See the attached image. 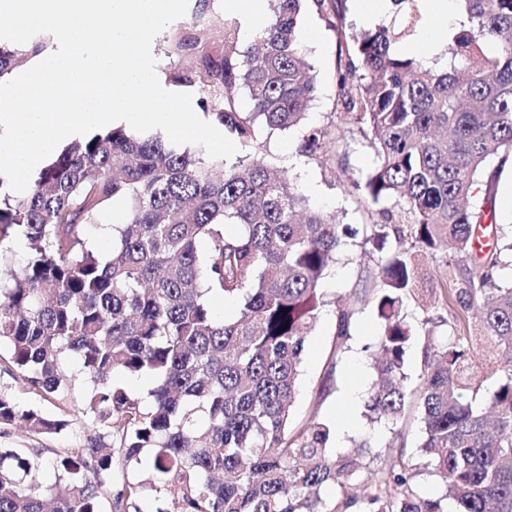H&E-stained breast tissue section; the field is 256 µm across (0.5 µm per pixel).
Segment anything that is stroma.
Here are the masks:
<instances>
[{
    "label": "stroma",
    "mask_w": 512,
    "mask_h": 512,
    "mask_svg": "<svg viewBox=\"0 0 512 512\" xmlns=\"http://www.w3.org/2000/svg\"><path fill=\"white\" fill-rule=\"evenodd\" d=\"M230 16L224 0H188L186 15L171 24L158 40L157 55L165 78L193 70L191 59L176 48L183 35L198 26L213 46H223L224 21ZM299 26L305 57L316 74V93L305 124L328 131L326 154L316 159L300 155L301 130H266L261 137L262 157L284 172L309 208L334 216L337 223L359 227L371 223L372 217L351 184L373 166L374 156L357 125L336 106L340 36L310 7L304 9ZM482 191L492 197L495 206L494 235L502 242L512 241V160L487 169ZM375 265L360 236L349 240L337 254L322 283L327 304L318 313L307 340L293 405V427L314 418L329 422L333 428L331 445L339 450L365 442L376 451L393 438L385 424L370 421L366 407L375 380L370 354L382 325L373 304L361 300L359 292L364 277ZM340 306L353 312L351 336L341 350L335 347L336 309ZM6 355L1 349L0 389L11 392L23 408H38L48 414L66 408L72 424L61 434L38 439L21 429H11L9 436L0 437V448H70L85 442L90 430L81 419L83 385H76L65 405H58L22 388L5 361ZM398 439L411 459L415 490L429 497L443 496V481L424 463L422 426L416 411L408 412Z\"/></svg>",
    "instance_id": "obj_1"
}]
</instances>
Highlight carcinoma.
<instances>
[{"mask_svg": "<svg viewBox=\"0 0 512 512\" xmlns=\"http://www.w3.org/2000/svg\"><path fill=\"white\" fill-rule=\"evenodd\" d=\"M308 1L340 33L337 104L375 156L352 184L378 216L364 238L381 253L371 275L383 321L372 419L395 427L415 402L426 467L457 512H512V283L500 278L512 242L468 264L475 229L496 222L494 206L471 205L475 186L487 165L512 156V0H459L467 25L448 41L444 68L399 52L417 41L420 0H392L385 24L360 31L347 21L348 0H272L244 51L228 20L219 53L197 35L177 44L218 90L199 105L244 153L235 162L119 126L68 145L24 197L0 177V346L21 386L47 400L63 403L85 382L82 417L93 431L74 448H0V512H140L147 490L169 494L163 512H447L444 499L413 489L395 442L364 464L359 448L333 452L322 420L290 429L322 281L358 234L303 208L259 158L256 122L297 128L315 95L299 31ZM242 87L249 112L237 107ZM325 137L309 130L298 152L322 157ZM115 200L126 204L123 222L109 250L94 253L87 228ZM15 236L27 244L18 263L3 249ZM438 255L453 285L448 336H434L435 316L420 321L429 344L412 388L404 365L416 325L402 306ZM217 298L236 299V315L217 318ZM352 317L337 308L338 351ZM479 356L498 379L491 421L475 405ZM143 374L154 383L147 404L119 384ZM70 425L0 391V437ZM141 467L148 481L126 477ZM43 468L54 483L39 481Z\"/></svg>", "mask_w": 512, "mask_h": 512, "instance_id": "1", "label": "carcinoma"}]
</instances>
